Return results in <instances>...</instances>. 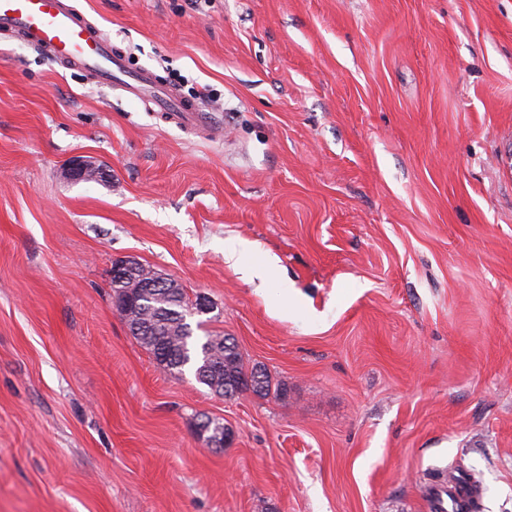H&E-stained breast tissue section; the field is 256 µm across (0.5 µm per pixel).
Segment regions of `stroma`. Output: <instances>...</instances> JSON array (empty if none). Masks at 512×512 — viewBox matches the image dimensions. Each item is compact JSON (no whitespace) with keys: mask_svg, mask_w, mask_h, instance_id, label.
Masks as SVG:
<instances>
[{"mask_svg":"<svg viewBox=\"0 0 512 512\" xmlns=\"http://www.w3.org/2000/svg\"><path fill=\"white\" fill-rule=\"evenodd\" d=\"M71 2L224 138L0 36V512H512V0ZM123 258L270 394L160 367ZM143 264L134 260V259H120L117 260L112 265V291L117 292L118 290L125 289V285L129 283H123L119 285L117 283H122L130 278H135L141 272ZM117 283H115V282ZM431 512H473V498L468 484L448 480L433 482L426 491Z\"/></svg>","mask_w":512,"mask_h":512,"instance_id":"stroma-1","label":"stroma"}]
</instances>
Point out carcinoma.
I'll use <instances>...</instances> for the list:
<instances>
[{
    "label": "carcinoma",
    "instance_id": "cac0c4a2",
    "mask_svg": "<svg viewBox=\"0 0 512 512\" xmlns=\"http://www.w3.org/2000/svg\"><path fill=\"white\" fill-rule=\"evenodd\" d=\"M190 304L180 285L168 296L146 294L132 335L174 376L190 371L200 384L229 398L247 391L269 393L272 384L266 370L247 364L235 341L208 332L194 334L187 321Z\"/></svg>",
    "mask_w": 512,
    "mask_h": 512
}]
</instances>
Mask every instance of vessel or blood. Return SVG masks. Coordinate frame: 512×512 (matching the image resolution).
I'll return each instance as SVG.
<instances>
[{"label":"vessel or blood","instance_id":"obj_1","mask_svg":"<svg viewBox=\"0 0 512 512\" xmlns=\"http://www.w3.org/2000/svg\"><path fill=\"white\" fill-rule=\"evenodd\" d=\"M0 33L28 42L92 84L120 89L150 105L165 121L214 140L224 137L223 125L199 102L160 83L150 69H131L126 56L70 0H0ZM427 503L430 512H473L469 486L453 480L430 484Z\"/></svg>","mask_w":512,"mask_h":512}]
</instances>
